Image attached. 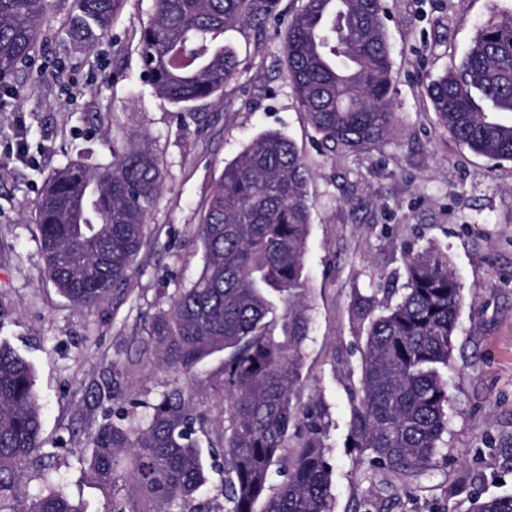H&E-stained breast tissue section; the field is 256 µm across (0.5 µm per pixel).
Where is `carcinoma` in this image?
I'll return each mask as SVG.
<instances>
[{
  "mask_svg": "<svg viewBox=\"0 0 512 512\" xmlns=\"http://www.w3.org/2000/svg\"><path fill=\"white\" fill-rule=\"evenodd\" d=\"M280 0H154L140 25V59L155 92L187 105L224 91L239 72L233 30L261 32ZM124 0H72L68 32L79 47L104 38ZM51 0H0V89L15 84L35 52ZM385 0H305L283 43L288 80L313 127L341 153H364L393 124L392 56ZM435 112L460 145L512 161V13L483 25L462 61L429 86ZM311 172L294 143L267 131L224 166L197 239L204 265L170 308L145 327L166 369L189 373L224 353V433H205L191 391L173 387L141 416L107 410L88 435V473L112 489V512H329L331 470L317 424L289 447L299 420L310 318L305 254L314 202ZM164 187L147 147L112 148V162H73L56 172L34 206L46 270L57 289L95 309L121 290L143 245L149 210ZM461 286L448 256L430 245L406 262L393 305H357L365 333L353 397L354 447L392 474L426 471L448 432V367ZM224 457V507L202 499L209 468ZM35 369L0 341V512H82L48 477ZM288 477L272 488V468ZM42 487L23 500L25 472ZM470 512H512V495L475 496Z\"/></svg>",
  "mask_w": 512,
  "mask_h": 512,
  "instance_id": "obj_1",
  "label": "carcinoma"
}]
</instances>
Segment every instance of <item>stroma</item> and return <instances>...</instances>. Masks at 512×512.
<instances>
[{"label": "stroma", "instance_id": "1", "mask_svg": "<svg viewBox=\"0 0 512 512\" xmlns=\"http://www.w3.org/2000/svg\"><path fill=\"white\" fill-rule=\"evenodd\" d=\"M70 2L54 0L36 56L13 92L0 95V308L8 313L0 338L35 365L42 439L68 494L85 512H110L111 490L79 464L103 407L134 402L142 415L178 386L193 392L208 432L223 430V354L188 374L157 363L130 376L123 367L146 350L148 318L201 271L196 232L225 164L266 131L291 139L312 172L311 321L293 403L323 427L330 512H359L366 501L370 512H468L475 495L512 492V161L459 145L427 94L512 0H385L395 120L387 140L362 154L332 151L290 87L282 37L304 0H281L262 38L227 32L242 60L238 74L223 93L188 105L158 97L143 75L139 28L153 0H125L108 36L90 48L67 34ZM19 144L22 160L13 154ZM129 145L161 159L164 188L124 291L84 309L45 275L34 203L57 169L106 164L113 147ZM432 244L447 253L463 294L444 371L448 433L432 467L404 481L352 446L365 343L352 308L361 297L379 308L395 303L409 253Z\"/></svg>", "mask_w": 512, "mask_h": 512}]
</instances>
